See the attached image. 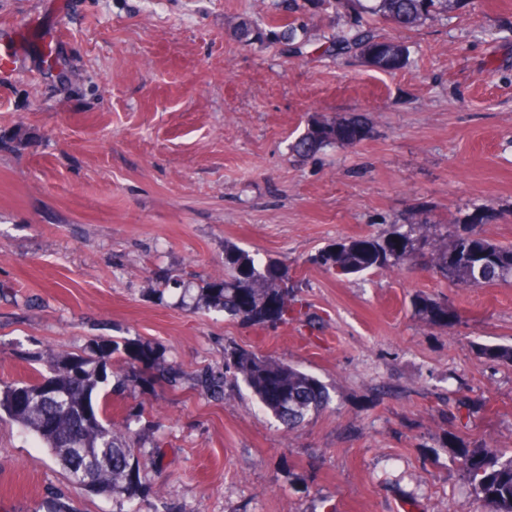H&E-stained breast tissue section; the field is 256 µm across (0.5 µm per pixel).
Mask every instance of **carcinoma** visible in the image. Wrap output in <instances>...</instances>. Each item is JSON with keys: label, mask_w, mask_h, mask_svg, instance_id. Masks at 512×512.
<instances>
[{"label": "carcinoma", "mask_w": 512, "mask_h": 512, "mask_svg": "<svg viewBox=\"0 0 512 512\" xmlns=\"http://www.w3.org/2000/svg\"><path fill=\"white\" fill-rule=\"evenodd\" d=\"M457 0H309L320 8L339 4L346 8L349 27L337 41L361 47L369 66L384 72L405 64L403 54L392 51L394 40L381 38L365 27L363 15L384 19L400 29H412L448 12ZM290 0H271V14L262 24L241 22L236 35L245 42L268 39L285 48L298 50L306 42L304 25L290 17ZM350 126L336 130V121L311 119L308 127L290 145L299 158L314 157L328 148L346 145L357 135L370 132L367 118L358 112L346 117ZM483 215L474 213L463 221V228L449 239H440L431 211L421 209L403 224H394L386 233L370 240L337 242L322 251L316 263L343 275L370 269L408 270L422 251L430 249L434 273L457 288H481L512 279V245H500L483 237L476 225ZM284 276L258 253H250L232 242L224 243V277L200 280L197 284L163 279L153 291L170 286L181 290L196 310L222 312L248 323H288L301 311L283 307ZM419 315L438 322L441 303L420 297L415 302ZM482 355L512 365V346L496 345L481 349ZM73 357L49 356V373L31 382L0 385V413L7 414L24 430L40 439L74 484H81L82 471L90 472L93 483L106 495L123 496L125 512H141V491L133 466L138 433L131 429L137 416L127 414L119 425L107 417L110 397L108 376L96 369L97 351L79 357L75 375L68 369ZM242 380L261 405L288 427L304 422L312 412L330 404L327 387L315 376L290 364L259 357L253 353L227 349L224 376L206 374L201 385L214 394L224 391L229 380ZM459 467L476 494L494 505V512H512V450L490 455L479 447L464 448Z\"/></svg>", "instance_id": "1"}]
</instances>
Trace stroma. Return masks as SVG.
Returning a JSON list of instances; mask_svg holds the SVG:
<instances>
[{"mask_svg": "<svg viewBox=\"0 0 512 512\" xmlns=\"http://www.w3.org/2000/svg\"><path fill=\"white\" fill-rule=\"evenodd\" d=\"M268 0H0L16 69L0 76V384L31 381L37 353L116 341L156 356L113 394L144 414L142 512H493L461 449L512 448V283L451 288L414 272L341 275L314 263L381 235L419 206L449 232L512 243V0H460L411 30L379 20L407 65L384 73L335 41L344 20L298 0L301 51L239 42ZM366 113L355 146L294 157L312 117ZM286 272L303 320L247 324L152 292L169 274H224V243ZM452 306L448 326L413 301ZM319 378L329 407L288 428L245 384L216 395L224 351ZM181 369L177 383L166 371ZM114 512L71 484L42 442L0 418V512Z\"/></svg>", "mask_w": 512, "mask_h": 512, "instance_id": "35a3bbf8", "label": "stroma"}]
</instances>
